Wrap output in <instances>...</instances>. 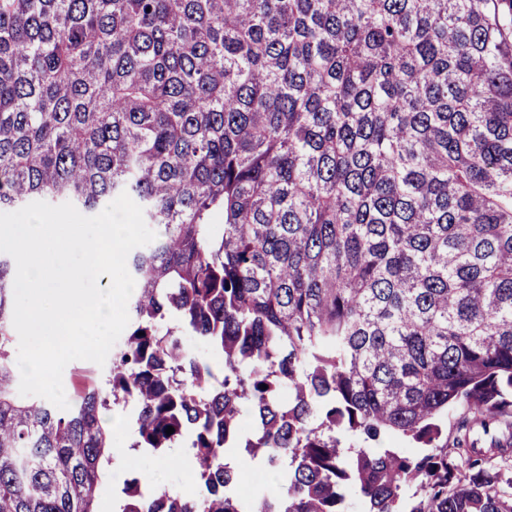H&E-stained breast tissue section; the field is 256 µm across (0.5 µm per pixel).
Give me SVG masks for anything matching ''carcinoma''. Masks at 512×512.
Returning <instances> with one entry per match:
<instances>
[{"mask_svg": "<svg viewBox=\"0 0 512 512\" xmlns=\"http://www.w3.org/2000/svg\"><path fill=\"white\" fill-rule=\"evenodd\" d=\"M123 191L156 239L67 410L0 253V512H96L128 399L200 489L119 512H512V0H0V211ZM231 448L288 469L244 498Z\"/></svg>", "mask_w": 512, "mask_h": 512, "instance_id": "obj_1", "label": "carcinoma"}]
</instances>
